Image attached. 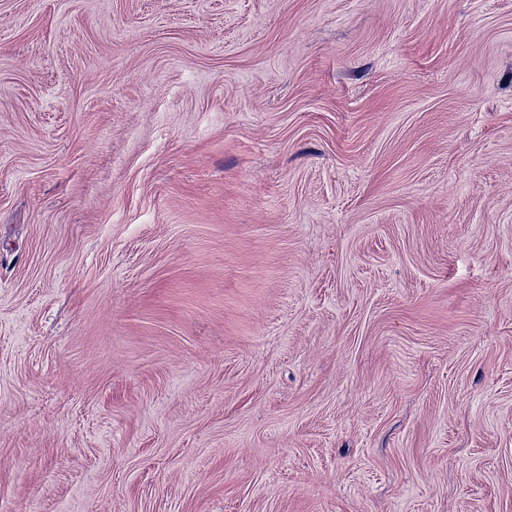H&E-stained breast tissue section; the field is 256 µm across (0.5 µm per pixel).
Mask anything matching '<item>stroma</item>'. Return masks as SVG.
I'll return each mask as SVG.
<instances>
[{"label": "stroma", "mask_w": 512, "mask_h": 512, "mask_svg": "<svg viewBox=\"0 0 512 512\" xmlns=\"http://www.w3.org/2000/svg\"><path fill=\"white\" fill-rule=\"evenodd\" d=\"M0 512H512V0H0Z\"/></svg>", "instance_id": "obj_1"}]
</instances>
